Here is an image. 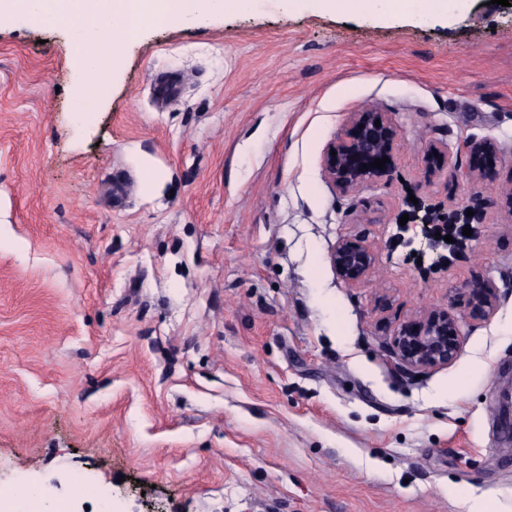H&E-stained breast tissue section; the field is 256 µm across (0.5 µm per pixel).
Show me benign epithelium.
<instances>
[{
  "label": "benign epithelium",
  "instance_id": "benign-epithelium-1",
  "mask_svg": "<svg viewBox=\"0 0 512 512\" xmlns=\"http://www.w3.org/2000/svg\"><path fill=\"white\" fill-rule=\"evenodd\" d=\"M380 125H375V121ZM397 128L389 114L374 104H366L346 115L341 131L327 145L322 159V174L334 191L341 195H355L368 184L393 178L395 169ZM471 153L485 157L497 154V142L489 137L473 139L467 143ZM430 158H447L448 172L456 173L450 161L448 145L431 141L426 145ZM387 157L385 169L371 168L376 159ZM403 230L413 231L407 239L411 246L419 241L437 255L436 263L448 260L444 251L462 245L463 226L450 219L442 209L418 206L411 223ZM453 237V242L444 240ZM371 245L361 237L340 239L329 254V262L337 279L349 286L363 283L375 265ZM463 302L472 319H488L497 307L498 289L488 282L478 286L455 288L448 295V309L431 310L418 315L402 327L394 338V355L398 364L411 373H426L451 364L459 355L462 345V319L454 312L456 302Z\"/></svg>",
  "mask_w": 512,
  "mask_h": 512
}]
</instances>
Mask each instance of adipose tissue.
Wrapping results in <instances>:
<instances>
[{
  "mask_svg": "<svg viewBox=\"0 0 512 512\" xmlns=\"http://www.w3.org/2000/svg\"><path fill=\"white\" fill-rule=\"evenodd\" d=\"M242 0H0V21L18 16L50 17L90 36L94 53L80 65L97 74L116 59V41L129 39L150 21H185L216 7L237 8Z\"/></svg>",
  "mask_w": 512,
  "mask_h": 512,
  "instance_id": "1",
  "label": "adipose tissue"
}]
</instances>
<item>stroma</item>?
<instances>
[{"label": "stroma", "mask_w": 512, "mask_h": 512, "mask_svg": "<svg viewBox=\"0 0 512 512\" xmlns=\"http://www.w3.org/2000/svg\"><path fill=\"white\" fill-rule=\"evenodd\" d=\"M247 0L144 24L116 67L89 37L0 23V490L42 512H512V9ZM375 103L395 178L341 197L326 145ZM466 245L420 268L410 197L468 201ZM448 144L460 171H427ZM380 220L356 224L361 205ZM360 236L376 266L337 279ZM498 289L458 358L415 378L391 332L450 289ZM375 253L371 245L361 237L340 239L329 254V262L337 279L348 286L363 283L375 265Z\"/></svg>", "instance_id": "35a3bbf8"}]
</instances>
